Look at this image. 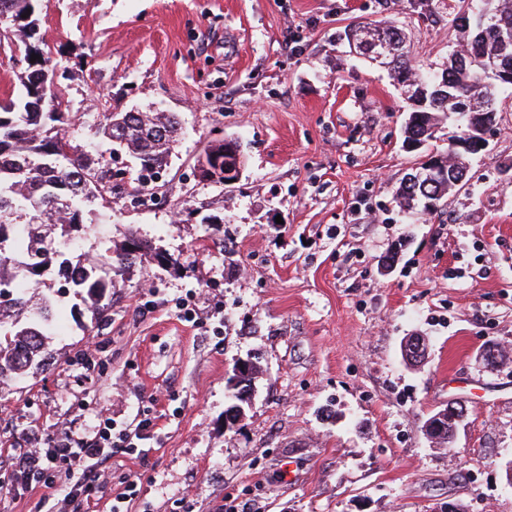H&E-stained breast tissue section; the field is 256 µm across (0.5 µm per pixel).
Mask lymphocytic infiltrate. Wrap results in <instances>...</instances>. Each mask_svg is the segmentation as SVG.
Returning <instances> with one entry per match:
<instances>
[{"instance_id": "lymphocytic-infiltrate-1", "label": "lymphocytic infiltrate", "mask_w": 512, "mask_h": 512, "mask_svg": "<svg viewBox=\"0 0 512 512\" xmlns=\"http://www.w3.org/2000/svg\"><path fill=\"white\" fill-rule=\"evenodd\" d=\"M97 420L96 431L89 435L66 428L24 433L31 450L18 459L16 493L24 494L38 485L62 494L74 512H79L83 502L98 492L103 466L113 453L142 455V443L154 427L148 417L120 430L114 429L107 415H98Z\"/></svg>"}]
</instances>
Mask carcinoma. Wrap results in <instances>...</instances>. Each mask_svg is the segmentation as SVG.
I'll return each instance as SVG.
<instances>
[{
  "instance_id": "cac0c4a2",
  "label": "carcinoma",
  "mask_w": 512,
  "mask_h": 512,
  "mask_svg": "<svg viewBox=\"0 0 512 512\" xmlns=\"http://www.w3.org/2000/svg\"><path fill=\"white\" fill-rule=\"evenodd\" d=\"M470 3V29H458L464 50L431 73L417 67L406 34L394 21L353 25L339 35L354 41L356 52L369 59L383 55L394 86L414 89L406 98L405 143L433 140L443 119L463 132L469 118L497 125L499 92L512 88V82H495L484 67L495 60L512 69V34H507L512 31V0ZM4 12L15 32L13 49L40 59L17 74L23 96L0 103V291L11 293L8 302L0 301V388L54 365L45 342L59 310L55 283L46 278L52 265H58L60 273L72 270L73 296L94 320L105 322L112 289L130 279L137 263L148 258L161 265L173 263L171 255L133 231L97 255L53 244L91 232L84 207L112 193L116 156L133 163V191L139 192L147 188L146 177L165 170L181 130L170 113L105 112L96 135L107 148L100 154L87 149L74 137L75 115L55 86L56 63L40 38L34 0H0V14ZM114 117L119 122H112ZM472 157L466 150L429 155L439 167L455 172L454 178L440 174L431 180L402 179L396 191L400 206L409 212L437 213Z\"/></svg>"
}]
</instances>
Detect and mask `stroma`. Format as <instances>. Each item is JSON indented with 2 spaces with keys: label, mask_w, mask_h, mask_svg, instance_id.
<instances>
[{
  "label": "stroma",
  "mask_w": 512,
  "mask_h": 512,
  "mask_svg": "<svg viewBox=\"0 0 512 512\" xmlns=\"http://www.w3.org/2000/svg\"><path fill=\"white\" fill-rule=\"evenodd\" d=\"M460 0H35L55 82L97 145L106 109L174 113L182 134L154 204H91L88 251L135 230L177 258L143 264L94 327L62 289L50 371L0 389V512H40L44 489H10L23 431L116 428L148 405L144 457L115 454L83 512H106L121 477L132 512H512V91L466 184L441 212L407 214L396 190L425 151L402 146L407 106L386 69L339 33L393 19L422 68L456 50ZM236 138L242 178L194 167ZM399 259L382 271L384 255ZM195 292L205 326L165 307ZM154 302L149 313L138 307ZM223 319H215V309ZM428 342L408 364L404 341ZM504 353L486 364L480 350ZM93 348L96 371L75 360ZM260 369L243 416L224 425L237 360ZM457 403L448 445L424 423Z\"/></svg>",
  "instance_id": "1"
}]
</instances>
